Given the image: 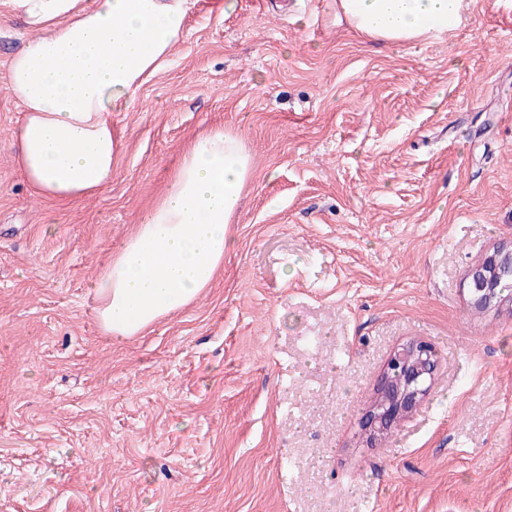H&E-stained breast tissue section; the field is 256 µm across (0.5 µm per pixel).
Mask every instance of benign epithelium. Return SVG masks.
<instances>
[{"label": "benign epithelium", "mask_w": 512, "mask_h": 512, "mask_svg": "<svg viewBox=\"0 0 512 512\" xmlns=\"http://www.w3.org/2000/svg\"><path fill=\"white\" fill-rule=\"evenodd\" d=\"M512 276V245L498 246L476 262L463 282L468 307H499L512 295L496 288V278ZM437 354L425 341L398 346L388 359L360 421V434L372 443L412 413L427 395L436 370Z\"/></svg>", "instance_id": "1"}]
</instances>
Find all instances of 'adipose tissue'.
I'll use <instances>...</instances> for the list:
<instances>
[{
    "label": "adipose tissue",
    "instance_id": "adipose-tissue-1",
    "mask_svg": "<svg viewBox=\"0 0 512 512\" xmlns=\"http://www.w3.org/2000/svg\"><path fill=\"white\" fill-rule=\"evenodd\" d=\"M33 36L9 82L25 117L16 161L34 196L77 201L112 178L124 143L112 118L171 62L195 0H0ZM465 0H336L355 33L387 45L435 41ZM253 172L251 151L215 130L184 152L166 195L96 287L103 332L119 340L172 317L210 286L235 247L229 226Z\"/></svg>",
    "mask_w": 512,
    "mask_h": 512
}]
</instances>
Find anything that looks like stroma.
Returning a JSON list of instances; mask_svg holds the SVG:
<instances>
[{
  "label": "stroma",
  "mask_w": 512,
  "mask_h": 512,
  "mask_svg": "<svg viewBox=\"0 0 512 512\" xmlns=\"http://www.w3.org/2000/svg\"><path fill=\"white\" fill-rule=\"evenodd\" d=\"M170 65L116 113L112 179L34 197L13 162L0 7V512H512V312L468 268L512 242V0L388 47L333 0H196ZM235 133L254 170L210 288L117 341L93 285L184 147ZM430 392L377 445L391 351ZM437 354L425 341L398 346L388 359L360 421V434L372 443L412 413L427 395L436 370Z\"/></svg>",
  "instance_id": "1"
}]
</instances>
